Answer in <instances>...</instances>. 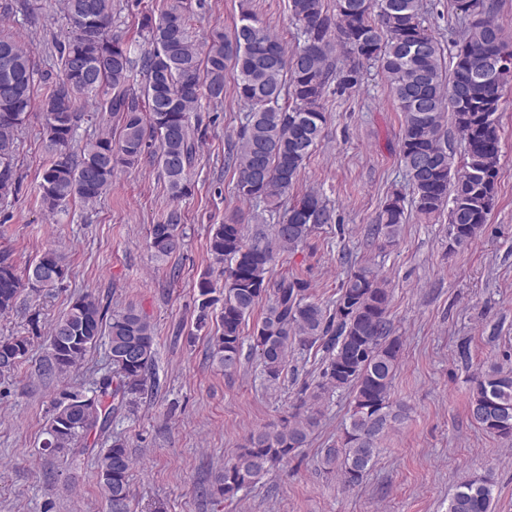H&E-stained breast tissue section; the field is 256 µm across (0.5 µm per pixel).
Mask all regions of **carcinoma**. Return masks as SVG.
Segmentation results:
<instances>
[{
    "label": "carcinoma",
    "instance_id": "obj_1",
    "mask_svg": "<svg viewBox=\"0 0 512 512\" xmlns=\"http://www.w3.org/2000/svg\"><path fill=\"white\" fill-rule=\"evenodd\" d=\"M62 2L69 31L56 45L61 76L53 81L39 72L12 35L0 32V65L8 62L11 78L10 94L0 92V144L10 148L0 154V198L20 188L16 151L22 124L15 122L14 110L20 106L28 111L36 102L45 114L44 140L52 155L39 183L41 204L49 213L75 201L95 206L117 172L141 162L152 140L158 142L157 162L172 197L190 195L192 170L208 129L197 112L204 99L223 101L231 81L240 100L250 105L238 145L227 157L237 196L277 208L321 137L326 122L321 101L331 84L343 93L359 84L361 68L376 64L402 112L399 157L417 211L429 217L448 207L451 250L468 247L488 223L499 174L498 112L512 83V67L502 78H484L501 53L512 58V42L494 20V0H470L478 15L472 23L465 0H455L464 35L448 58L424 25L422 0H333L331 8L325 0H289L298 39L289 54L247 8L241 9L232 36L216 26L197 45L189 34L190 14L194 6L204 8L205 0H195L167 9L156 20L143 16L141 30L148 33L152 49L138 55L112 31V0ZM87 16L96 20L97 29L86 38L81 27ZM338 47L350 56L340 67L333 60ZM78 55L86 62L83 68L74 65ZM136 79L141 81L140 99L128 94ZM79 95L106 97L107 111L118 120V137H97L74 147L80 121L74 101ZM449 116L464 142L458 162L445 134ZM332 219L325 201L310 192L288 207L271 233L259 230L249 243L236 219L210 228L212 259L228 263L222 271V297L215 296L210 275L198 284V327H205L210 309L222 303L221 332L211 338L212 361L226 374L237 371L245 343L242 326L262 302L265 310L249 350L259 355L265 380L280 378L297 346L323 353L319 380L300 400L299 412L272 429L252 433L224 463L212 485L213 496H237L309 445L321 424L326 394L351 395L348 422L322 459L324 468L336 472L348 488L361 484L379 454L378 441L404 419V409L391 399L402 342L393 335L386 281L367 266L349 270L330 310L310 298L307 281L270 278L273 244L295 249ZM181 222V212L173 209L163 223L151 225L148 243L156 258L164 260L180 249ZM405 223V198L395 194L382 205L374 235L383 245L394 246ZM66 274L52 249L21 273L11 253L0 251V315L14 309L24 288L47 293ZM40 335L36 316L28 335L0 337V356L14 358L0 376L27 357L31 337ZM104 338L112 371L95 382L96 404H85L86 395L78 389H64L53 399L45 429V448L52 452H85L89 438L106 432L114 415L130 407L154 380L150 320L130 308L106 322L100 305L87 295L75 298L50 326L42 374L66 377ZM470 383V418L484 431L511 440L512 368H478ZM98 466L112 512H124L131 469L125 444L113 440L99 453ZM448 512H495L488 480L476 477L458 484Z\"/></svg>",
    "mask_w": 512,
    "mask_h": 512
}]
</instances>
